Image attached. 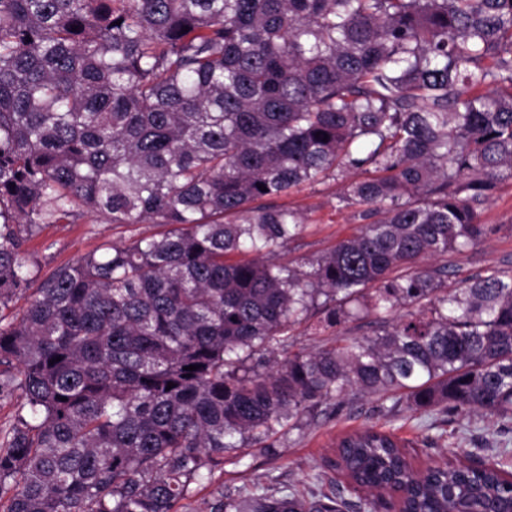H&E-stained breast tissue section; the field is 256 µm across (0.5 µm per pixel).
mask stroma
I'll use <instances>...</instances> for the list:
<instances>
[{
  "mask_svg": "<svg viewBox=\"0 0 512 512\" xmlns=\"http://www.w3.org/2000/svg\"><path fill=\"white\" fill-rule=\"evenodd\" d=\"M348 180V175L336 172L283 198V205L306 214L307 224L279 253V261L295 264L317 258L359 230L362 221L355 208L341 200ZM481 219L492 226V233L479 245L444 257L451 267L453 284L463 285L489 269L512 270V181L499 186L483 206ZM158 231L155 224H112L91 214L45 225L23 245L31 271L29 285L38 287L54 269L74 262L102 242H126ZM502 424L500 417L482 412L466 416L424 414L393 397L351 395L343 404L331 401L304 413L298 428L281 436L271 450L252 447L225 454L223 472L193 485L182 512H198L203 502L212 503L224 496L236 498L258 487L294 489L307 497L327 492L341 476L325 470L324 459L333 456L342 437L369 426L392 432L418 470L440 458L455 464L499 454L510 472L512 429H503Z\"/></svg>",
  "mask_w": 512,
  "mask_h": 512,
  "instance_id": "1",
  "label": "stroma"
}]
</instances>
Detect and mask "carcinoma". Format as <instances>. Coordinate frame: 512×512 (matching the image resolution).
<instances>
[{
	"instance_id": "cac0c4a2",
	"label": "carcinoma",
	"mask_w": 512,
	"mask_h": 512,
	"mask_svg": "<svg viewBox=\"0 0 512 512\" xmlns=\"http://www.w3.org/2000/svg\"><path fill=\"white\" fill-rule=\"evenodd\" d=\"M336 171L367 174L342 196L367 224L274 262L306 219L269 200ZM506 180L512 0H0V401L21 399L0 512H180L225 452L352 390L512 419V274L414 268L491 233ZM81 213L164 230L55 269L7 318L26 237ZM314 312L315 336L376 329L245 366ZM338 458L402 486L401 512H512L495 458L416 472L372 428ZM347 506L265 489L210 512Z\"/></svg>"
}]
</instances>
